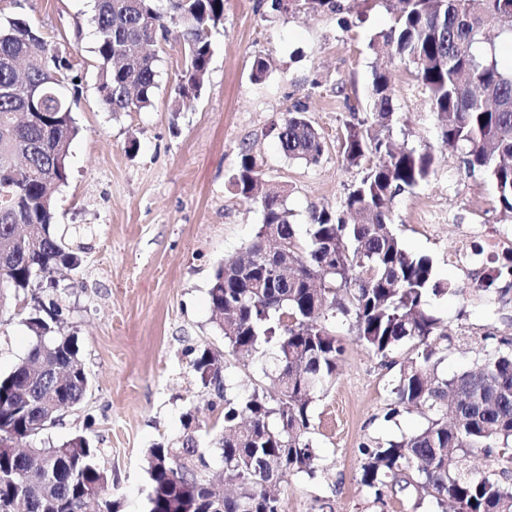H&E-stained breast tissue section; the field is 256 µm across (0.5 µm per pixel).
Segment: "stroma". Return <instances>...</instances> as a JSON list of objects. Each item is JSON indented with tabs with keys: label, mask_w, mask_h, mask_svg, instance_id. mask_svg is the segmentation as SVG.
Returning <instances> with one entry per match:
<instances>
[{
	"label": "stroma",
	"mask_w": 512,
	"mask_h": 512,
	"mask_svg": "<svg viewBox=\"0 0 512 512\" xmlns=\"http://www.w3.org/2000/svg\"><path fill=\"white\" fill-rule=\"evenodd\" d=\"M340 2L338 15L293 4L272 17L264 0H224V25L212 34L199 98L174 108L184 52L176 40L160 41L152 107L113 114L96 90L92 0H0V11L25 16L66 51L80 77L78 133L55 221L87 228L86 250L79 271H61L55 287L36 295L60 306L63 330L77 336L91 385L81 407L47 435L59 444L79 433L101 449L112 472L107 496L118 512H146L144 451L179 440L185 414L204 396L193 351L224 348L210 282L262 221L259 207L230 184L242 142L251 144L265 180L288 184L292 222L304 233L311 206L340 209L364 176V167L344 163L341 136L346 124L368 118L372 72L387 69L395 93L392 142L435 156L427 181L393 201V228L404 246L429 256L437 279L456 286L474 277L472 264L448 260L463 235L499 239L503 256L512 250V212L499 204L492 181L470 174L461 151L442 145L411 67L369 47L392 24L397 0ZM259 56L270 72L256 84L250 73ZM298 103L327 141L315 164L285 157L272 131ZM431 310L450 335L467 339L440 365L451 375L481 356L486 334L512 336V304L445 294L432 299ZM334 328L346 353L333 385L311 407L321 470L313 479L298 474L281 483V512H435L434 503L412 494L377 502L360 484L361 444L412 434L426 420L412 412L384 421L394 371L356 341L344 317ZM31 342L24 313L1 314L0 372L9 373Z\"/></svg>",
	"instance_id": "35a3bbf8"
}]
</instances>
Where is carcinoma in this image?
I'll list each match as a JSON object with an SVG mask.
<instances>
[{
	"label": "carcinoma",
	"mask_w": 512,
	"mask_h": 512,
	"mask_svg": "<svg viewBox=\"0 0 512 512\" xmlns=\"http://www.w3.org/2000/svg\"><path fill=\"white\" fill-rule=\"evenodd\" d=\"M393 25L370 42L378 54L412 66L439 121L442 144L462 150L471 173L491 179L504 209L512 211V65L502 64L486 29L501 27L512 40V0H398ZM97 91L112 113L152 106L157 56L147 46L174 38L187 47L177 84L180 99L199 95L212 58L211 33L224 23V0H95ZM24 57V82L36 89L35 112L10 69ZM67 54L46 40L23 16L0 15V309L57 270L78 269L80 251L55 223L54 200L68 179V155L77 127L78 97L61 92L78 76ZM394 89L389 74L374 70L369 88L371 121L348 124L341 140L345 161L371 165L338 211L313 206L306 239L300 240L287 207L288 186L257 193L261 171L252 147H240L235 194L262 213L244 254L224 258L209 297L224 348L234 356L266 354L271 390L228 395L224 358L201 350L192 367L212 395L204 409L215 432L200 447L196 416L187 414L177 445L147 449V512H280L275 488L288 477H316L310 407L335 381L345 354L330 328L340 314L351 319L356 340L389 368L398 367L393 399L384 415L392 421L418 412L426 424L416 433L361 444L360 483L378 502L396 490H412L442 512H512V339L488 334L490 345L474 367L448 376L438 370L455 341L429 310L434 296L480 294L512 303V257L475 276L469 289L435 277L432 260L409 252L395 234L394 198L426 181L435 157L430 150L392 149ZM285 156L320 161L324 137L296 105L274 126ZM279 240L277 270L263 265L267 233ZM57 305L28 319L33 343L27 356L0 375V512H114L103 497L112 472L101 451L82 435L61 444L30 441L79 405L89 375L78 339L61 327ZM412 356L390 359L399 346ZM482 457L486 468L472 467Z\"/></svg>",
	"instance_id": "carcinoma-1"
}]
</instances>
